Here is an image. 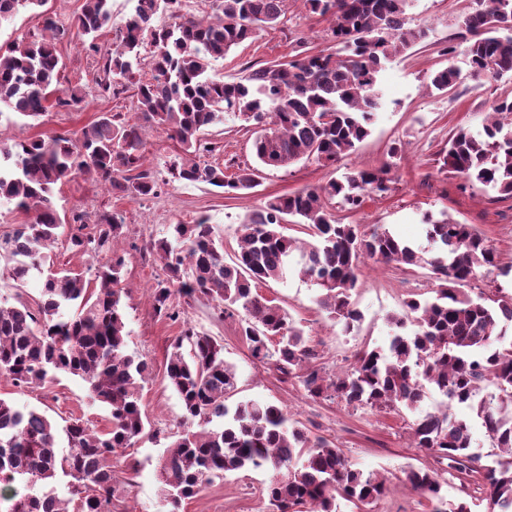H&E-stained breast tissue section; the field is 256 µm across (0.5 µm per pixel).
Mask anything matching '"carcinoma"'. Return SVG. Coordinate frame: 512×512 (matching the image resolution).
I'll return each mask as SVG.
<instances>
[{
	"label": "carcinoma",
	"mask_w": 512,
	"mask_h": 512,
	"mask_svg": "<svg viewBox=\"0 0 512 512\" xmlns=\"http://www.w3.org/2000/svg\"><path fill=\"white\" fill-rule=\"evenodd\" d=\"M111 0H83L73 25L64 27L44 0H0V25L22 8L39 12L42 34L0 48V115L8 111L37 120L55 104L84 108L80 86L60 96L51 89L63 68L57 45L74 39L95 57L92 81L101 96L135 90L139 118L105 112L78 134L39 135L11 146L0 144V205L28 215L23 224L0 230V258L10 266L0 280V379L16 387H41L59 373L87 386L90 399L108 411V426L92 428L80 418L58 426L34 407L0 398V512H114L131 483L114 476L115 460L145 434L142 393L150 377L146 361L127 353L122 302L126 261L117 250L125 218L102 210L94 222L81 211L69 220L58 213L55 185L81 177L131 199L154 196L160 184L145 167V127L161 128L177 145L173 179L232 191L258 186L256 170L224 177L219 163L202 160L221 152L206 127L234 114L251 120L253 148L267 167L313 160L328 167L366 139L379 108L378 79L392 58L426 39L425 27H410L411 0H303L306 10L328 24L331 49L297 55L228 82L213 63L250 38L255 27L276 26L286 0H212L216 20L183 13L182 0H134L118 26L119 47L101 44L114 25ZM457 38L469 60V77L495 80L512 72V0H473L458 18ZM154 47L151 78H140L146 44ZM464 80L448 63L431 76L447 91ZM443 166L462 180L478 182L512 198V98L497 99L484 133L456 129L443 149ZM389 169L360 170L342 180L276 196L241 225L240 252L224 261V241L209 218L174 224L168 236L149 243L165 278L153 288L157 316L177 320L172 289L186 298L205 297L240 316L251 354L312 398L334 396L353 407L413 411L428 393L446 398L444 410L410 424L415 447L437 462L482 480L486 512H512V293L494 288L464 291L480 267H499L495 251L471 225L427 219L428 245L394 237L381 225L344 224L329 208L337 197L360 208L371 194L389 190ZM293 217L310 240L284 234ZM81 253L107 254L90 282L80 273L54 268L60 238ZM427 268L437 282L434 296L411 298L402 313L387 317L389 339L363 347L345 369L329 374L312 365L315 349L304 329L281 306L260 296L257 286L283 278L290 268L316 286L318 307L348 334L362 319L352 299L363 259ZM42 280L31 306L20 288ZM164 378L184 408L183 430L158 460L157 480L166 512H183L214 479L244 470L272 476L264 491L277 512H335L336 498L354 506L382 496L384 481L353 468L342 449L292 418L284 407L255 400L227 403L237 385L234 368L215 337L186 326L170 345ZM491 384L493 395L481 390ZM453 405L480 420L501 454L481 464L473 451L470 424L455 418ZM65 483L70 497L56 493ZM405 486L443 502L439 471L411 468Z\"/></svg>",
	"instance_id": "cac0c4a2"
}]
</instances>
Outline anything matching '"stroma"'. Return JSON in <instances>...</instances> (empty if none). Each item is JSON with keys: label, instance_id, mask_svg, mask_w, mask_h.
Instances as JSON below:
<instances>
[{"label": "stroma", "instance_id": "obj_1", "mask_svg": "<svg viewBox=\"0 0 512 512\" xmlns=\"http://www.w3.org/2000/svg\"><path fill=\"white\" fill-rule=\"evenodd\" d=\"M470 4L471 0H412L410 23L426 27L428 36L387 64L380 75L382 108L370 135L333 167L302 161L266 169L254 189L227 193L209 185L171 180V141L164 130L153 128L147 132V165L161 183L158 195L123 199L101 188L90 189L79 177L55 186L54 199L62 215H71L77 209L92 214L109 206L126 216L121 250L126 258L127 351L151 367L142 410L152 432L126 451L137 472L132 476L129 497L116 512H162L157 463L170 436L178 432L182 415L179 399L164 380L165 361L171 342L186 325L223 342L224 358L237 373L232 401L257 399L285 406L294 419L334 441L363 473L386 478V494L366 505L364 512H431L433 504L425 495L401 488L400 482L409 468L435 464L427 451L412 445L409 425L415 413L437 410L439 393L427 394L414 413L377 412L352 408L337 399L310 398L298 385L281 379L277 372L252 358L239 333L238 317L225 315L217 303L203 297L187 302L176 295L172 301L182 307V319L172 321L156 316L150 294L164 271L154 256L146 255L144 247L149 240L167 236L170 225L205 216L224 240L225 260H234L245 216L264 206L268 199L339 179L356 170H376L387 165L392 178L389 192L366 197L355 211L348 210L340 200H332L330 207L337 219L345 224L382 225L401 238L422 244L426 241L427 218L446 216L473 225L497 251L502 265H512V199L492 201L488 188L478 183L462 185L458 177L441 168L440 151L450 134L460 127L482 132L495 100L512 96V73L493 82L467 78L445 94L430 86L431 73L447 62H454L464 72L469 69L463 51H456L451 58L445 57L443 51L458 31L459 15ZM326 29L324 20L308 14L299 0H290L283 25L257 27L252 38L227 53L218 71L225 80L232 81L250 70L290 60L300 52L329 48ZM60 53L65 64L63 81L84 83L85 109L71 112L53 106L39 121L28 124L14 115L2 114L0 142L10 145L39 134L75 133L102 112H123L135 117L131 93L112 99L99 96L92 81L95 61L79 41L63 43ZM209 134L223 147L216 159L223 163L226 176L256 166L253 128L243 119L225 116L223 122L210 126ZM434 289L435 281L426 269L365 261L353 294L363 320L358 331L349 335L342 334L339 326L317 307L316 287L298 273L259 285L257 292L282 306L303 327L319 354L318 366L333 373L352 363L362 346L384 344L388 339L386 316L400 311L408 298L431 297ZM0 397L39 408L57 421L77 417L100 427L107 417L103 407L90 401L85 383L65 374L39 388H19L0 381ZM268 477L263 470H245L215 479L187 501L184 512H276L261 492Z\"/></svg>", "mask_w": 512, "mask_h": 512}]
</instances>
